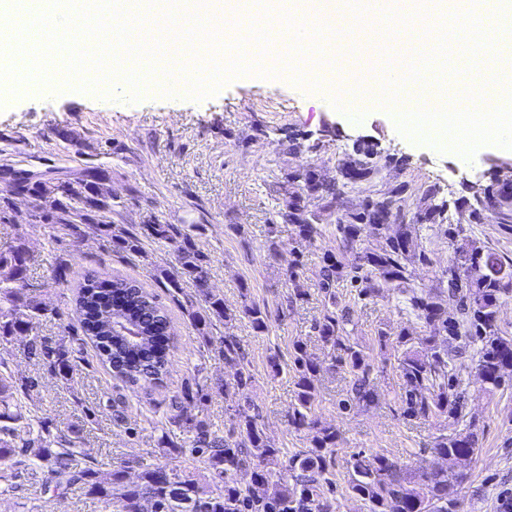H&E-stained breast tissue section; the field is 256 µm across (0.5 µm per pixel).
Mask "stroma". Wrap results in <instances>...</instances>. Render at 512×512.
<instances>
[{
  "mask_svg": "<svg viewBox=\"0 0 512 512\" xmlns=\"http://www.w3.org/2000/svg\"><path fill=\"white\" fill-rule=\"evenodd\" d=\"M302 138L294 154L281 151L286 135ZM377 144L380 152L397 159L384 177L358 188L359 195L386 192L405 181L416 192L436 186L447 203L461 198L468 184L487 183L492 160L512 159V150L478 149L472 159L452 151H439L401 135L393 116L382 109L366 112L361 122L335 109L328 96L305 86L267 79H233L215 95L196 99L160 93L132 99L130 91L111 94L65 89L0 101V160L42 178H63L87 167L112 172L113 223L139 234L147 220L182 224L195 232L197 243L210 258L209 283L236 312L231 322L217 323L214 335L236 336L247 352L254 381L248 397L263 415L266 431L285 454L308 448L304 432L288 424L295 405L293 345L306 343L312 357L324 355L313 330L322 313L318 271L325 253L336 251V211L320 217L322 234L302 245L304 265L298 271L306 296L292 298L284 272L290 260L294 230L273 224V214L294 170L311 168L322 177L337 175L345 150L357 138ZM10 198L0 214V250L16 238L28 245L26 283L51 315L36 320L31 334L55 342L63 335L79 337L72 307V285L82 274L121 275L150 287L165 305L175 331L176 347L169 374L162 386L128 394L111 373L101 367L91 346L76 353L71 380L51 376L30 355L22 342L0 345L16 375L36 379L24 396L25 409L59 428H84L79 450L96 459L105 472L139 461L173 464L202 473L198 456L183 454L169 459L157 446L160 422L170 412L173 396L190 380L227 377L233 369L217 353L200 345L186 309L196 287L183 280L179 291L159 284L161 271L175 266L169 245L144 239L143 250H114L95 228L85 230L82 241H55L50 224L35 222L38 209L31 198L11 195L0 179V198ZM430 263L415 269L416 286L436 287L461 243L474 241L512 258V228L495 216L485 223L464 225L458 238L442 229H421ZM75 259L66 281L55 282L54 269L63 252ZM265 305L272 314L267 332L258 334L238 311L243 300ZM339 306L350 309L352 342L363 350L378 388L370 406L342 408L350 377L332 367L321 375L313 413L339 431L333 484L326 493L333 512H368L367 504L348 490L347 462L354 454H382L412 468L430 456L433 437L454 429L446 416L408 418L403 414L402 390L396 370L403 349L396 341L379 343L380 331L407 328L417 336L428 330L407 313L396 292L358 299L347 284L336 287ZM280 374H273V367ZM464 403L468 421L478 437L479 451L467 471L469 479L457 490L462 512H512V381L498 389L486 388L469 373L464 377ZM125 397L134 431L112 419V401ZM0 512H113L103 502L85 496L79 488L65 494L43 491L39 482H26L11 490L0 488Z\"/></svg>",
  "mask_w": 512,
  "mask_h": 512,
  "instance_id": "stroma-1",
  "label": "stroma"
}]
</instances>
